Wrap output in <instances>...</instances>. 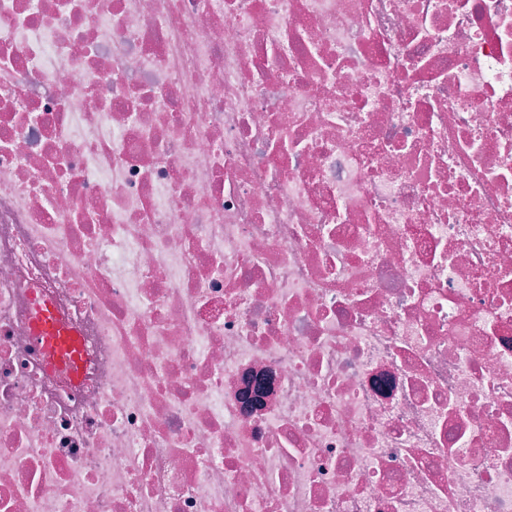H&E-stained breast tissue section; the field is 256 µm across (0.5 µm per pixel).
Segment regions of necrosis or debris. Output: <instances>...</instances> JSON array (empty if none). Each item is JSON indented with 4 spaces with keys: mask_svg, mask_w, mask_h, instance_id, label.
Segmentation results:
<instances>
[{
    "mask_svg": "<svg viewBox=\"0 0 512 512\" xmlns=\"http://www.w3.org/2000/svg\"><path fill=\"white\" fill-rule=\"evenodd\" d=\"M0 512H512V0H0ZM36 343L53 367L67 370L78 379L82 363L81 343L58 318L55 309L48 302L39 306L34 324Z\"/></svg>",
    "mask_w": 512,
    "mask_h": 512,
    "instance_id": "obj_1",
    "label": "necrosis or debris"
}]
</instances>
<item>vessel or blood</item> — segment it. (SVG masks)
<instances>
[{
  "instance_id": "obj_1",
  "label": "vessel or blood",
  "mask_w": 512,
  "mask_h": 512,
  "mask_svg": "<svg viewBox=\"0 0 512 512\" xmlns=\"http://www.w3.org/2000/svg\"><path fill=\"white\" fill-rule=\"evenodd\" d=\"M36 343L47 356L51 366L67 370L79 377L82 363L81 343L58 318L49 303H42L34 324Z\"/></svg>"
}]
</instances>
